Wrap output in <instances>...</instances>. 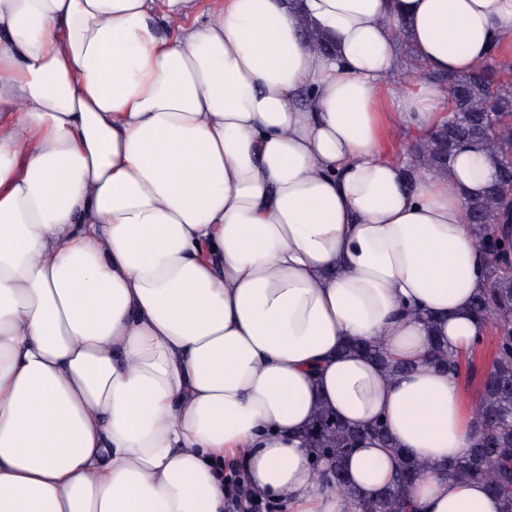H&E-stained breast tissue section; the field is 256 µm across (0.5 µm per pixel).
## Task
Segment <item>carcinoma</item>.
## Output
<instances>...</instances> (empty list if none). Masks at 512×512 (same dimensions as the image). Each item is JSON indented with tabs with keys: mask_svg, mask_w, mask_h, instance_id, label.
I'll return each mask as SVG.
<instances>
[{
	"mask_svg": "<svg viewBox=\"0 0 512 512\" xmlns=\"http://www.w3.org/2000/svg\"><path fill=\"white\" fill-rule=\"evenodd\" d=\"M448 123L433 136L417 143L414 156L418 164L444 170L454 147L464 141H482L495 156L496 175L483 193L466 202L469 224L479 245L488 255L487 288L475 300L474 314L488 321L496 332L491 366L480 386L477 409L479 436L473 446L446 467L451 480L482 479L512 512V235L505 224L512 223V80H492L483 67L447 76ZM363 350L382 367L395 374L404 365L389 359L379 343L362 345ZM434 358L451 370L462 368L458 355L441 344ZM316 459L328 458L334 469L327 481L336 490L357 501L360 512H414L410 489L425 471V466L401 449L399 474L376 495H363L343 477L344 465L353 442L370 437L387 448L392 437L381 423L360 430L341 421L323 408L307 432Z\"/></svg>",
	"mask_w": 512,
	"mask_h": 512,
	"instance_id": "carcinoma-1",
	"label": "carcinoma"
}]
</instances>
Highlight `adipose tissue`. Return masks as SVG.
<instances>
[{
    "mask_svg": "<svg viewBox=\"0 0 512 512\" xmlns=\"http://www.w3.org/2000/svg\"><path fill=\"white\" fill-rule=\"evenodd\" d=\"M196 3L0 0V512H224L228 463L290 512H357L314 463L323 408L426 464L417 512H501L443 475L479 397L432 358L489 333L464 201L494 159L383 145L447 121L437 75L511 46L512 0H223L187 24ZM402 39L426 77L399 79ZM372 340L405 371L341 351ZM397 467L366 439L346 478L374 495Z\"/></svg>",
    "mask_w": 512,
    "mask_h": 512,
    "instance_id": "1",
    "label": "adipose tissue"
}]
</instances>
